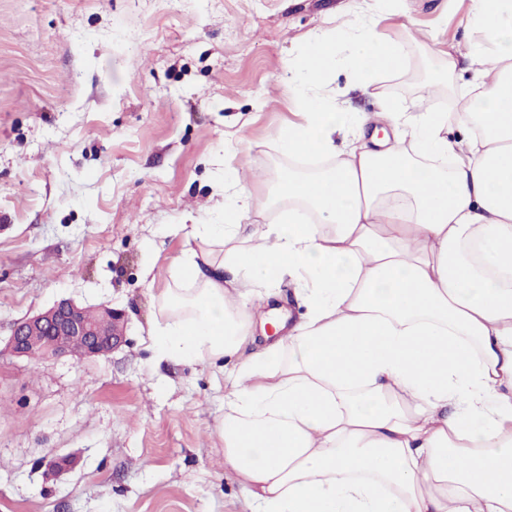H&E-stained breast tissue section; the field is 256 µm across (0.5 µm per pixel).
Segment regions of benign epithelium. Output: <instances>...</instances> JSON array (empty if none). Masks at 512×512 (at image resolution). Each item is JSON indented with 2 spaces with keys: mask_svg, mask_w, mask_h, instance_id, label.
Returning a JSON list of instances; mask_svg holds the SVG:
<instances>
[{
  "mask_svg": "<svg viewBox=\"0 0 512 512\" xmlns=\"http://www.w3.org/2000/svg\"><path fill=\"white\" fill-rule=\"evenodd\" d=\"M101 319L90 322L85 317V307L70 299H62L51 307L18 320L5 350L17 359L32 358L31 350L37 346L47 357L75 356L98 357L118 348L124 339L123 316L116 310L100 307ZM41 466L48 476H57L74 467L69 456H50L42 459Z\"/></svg>",
  "mask_w": 512,
  "mask_h": 512,
  "instance_id": "obj_1",
  "label": "benign epithelium"
}]
</instances>
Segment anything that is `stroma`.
Returning <instances> with one entry per match:
<instances>
[{
  "mask_svg": "<svg viewBox=\"0 0 512 512\" xmlns=\"http://www.w3.org/2000/svg\"><path fill=\"white\" fill-rule=\"evenodd\" d=\"M364 0H0V348L13 324L69 298L125 320L112 353L0 358V512H248L214 426L229 362L158 360L155 297L214 223L224 174L295 166L289 61ZM403 74L369 91L329 68L351 112L412 108L430 51L468 50L462 0H406ZM74 468L46 477L38 462Z\"/></svg>",
  "mask_w": 512,
  "mask_h": 512,
  "instance_id": "obj_1",
  "label": "stroma"
}]
</instances>
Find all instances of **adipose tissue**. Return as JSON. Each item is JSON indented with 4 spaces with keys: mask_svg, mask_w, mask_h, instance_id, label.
<instances>
[{
    "mask_svg": "<svg viewBox=\"0 0 512 512\" xmlns=\"http://www.w3.org/2000/svg\"><path fill=\"white\" fill-rule=\"evenodd\" d=\"M405 0H379L318 35L288 86L301 114L288 156L332 158L279 174L273 224H247L251 189L224 181L221 223L188 224L157 296L159 358L239 360L215 431L251 512H512V0H469L482 34L471 91L451 112L382 100L346 111L319 98L330 57L364 89L405 70L390 36ZM371 124L381 148L336 135ZM289 281L287 324L263 292Z\"/></svg>",
    "mask_w": 512,
    "mask_h": 512,
    "instance_id": "1",
    "label": "adipose tissue"
}]
</instances>
